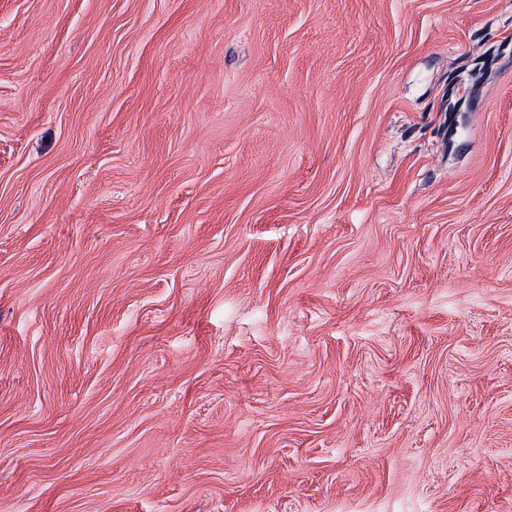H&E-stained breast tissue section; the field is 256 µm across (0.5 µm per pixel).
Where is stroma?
Instances as JSON below:
<instances>
[{"mask_svg": "<svg viewBox=\"0 0 512 512\" xmlns=\"http://www.w3.org/2000/svg\"><path fill=\"white\" fill-rule=\"evenodd\" d=\"M0 512H512V0H0Z\"/></svg>", "mask_w": 512, "mask_h": 512, "instance_id": "35a3bbf8", "label": "stroma"}]
</instances>
